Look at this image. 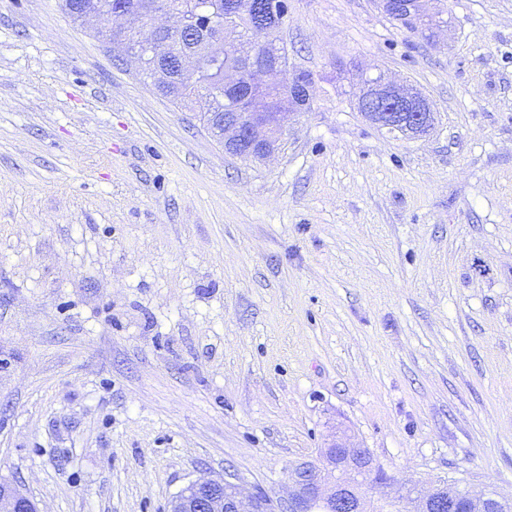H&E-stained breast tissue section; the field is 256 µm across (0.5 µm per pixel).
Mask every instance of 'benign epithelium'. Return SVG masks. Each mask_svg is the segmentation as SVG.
I'll return each mask as SVG.
<instances>
[{"label":"benign epithelium","mask_w":512,"mask_h":512,"mask_svg":"<svg viewBox=\"0 0 512 512\" xmlns=\"http://www.w3.org/2000/svg\"><path fill=\"white\" fill-rule=\"evenodd\" d=\"M383 12L402 15L412 21L411 30L418 33L432 32V22L425 8V0H379ZM276 11V0H241L238 10L224 15V30L231 32L242 18L252 20L250 27L262 22ZM159 12L176 18L173 26H157L155 30L169 36L168 47H176V56L181 72L195 77L196 58L180 51L184 43L180 36L190 29L188 16L169 8L158 6L146 19L138 22L150 23ZM133 16L114 13L110 16L80 14V20L108 25L109 31L120 33L132 28L128 21ZM289 65L277 58L266 60L263 46L255 42L250 60L224 71V86L227 88H249L266 86L263 77L268 73L285 74ZM366 90L358 103L362 111L369 113L375 124L395 131L402 124L400 118L408 112L416 113V123L421 130L415 137L424 136L429 130L432 114L427 106L405 85L390 80L386 75L367 76ZM312 83L299 87L288 84L286 110L279 114L277 125L266 127L263 113L257 108L247 112H230L224 116V131L220 144L224 152L234 156L267 158L281 150L280 143L287 132L285 120L310 105ZM375 475L374 461L368 449L353 446L343 440H335L312 460L296 465L288 475L291 494L285 501L273 499L268 494L254 492L243 499V492L236 477L227 474L220 479L195 480L185 486L170 501L169 512H365L362 490L356 482ZM420 512H457L458 498L448 494L438 483L421 501ZM0 512H38L35 504L14 489L0 484Z\"/></svg>","instance_id":"1"}]
</instances>
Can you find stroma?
Returning <instances> with one entry per match:
<instances>
[{"label": "stroma", "instance_id": "stroma-1", "mask_svg": "<svg viewBox=\"0 0 512 512\" xmlns=\"http://www.w3.org/2000/svg\"><path fill=\"white\" fill-rule=\"evenodd\" d=\"M61 0H0V483L41 512L276 498L337 436L393 489L512 497V0H287L313 77L281 152L225 154ZM422 92L409 139L359 71ZM379 6L385 14L404 15L412 21L411 30L418 33L432 32V22L430 15L425 8L424 0L408 1V0H379Z\"/></svg>", "mask_w": 512, "mask_h": 512}]
</instances>
